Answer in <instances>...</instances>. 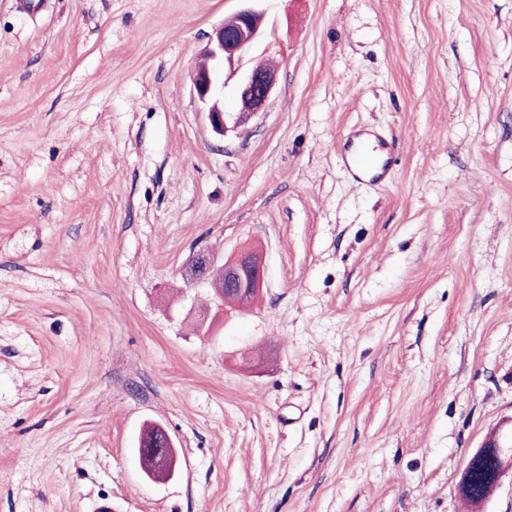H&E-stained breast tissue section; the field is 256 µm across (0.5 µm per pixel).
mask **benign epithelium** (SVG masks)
<instances>
[{
	"label": "benign epithelium",
	"mask_w": 512,
	"mask_h": 512,
	"mask_svg": "<svg viewBox=\"0 0 512 512\" xmlns=\"http://www.w3.org/2000/svg\"><path fill=\"white\" fill-rule=\"evenodd\" d=\"M240 2L242 5L214 29L201 55L203 65L197 67L192 78L196 96L207 105L206 117L211 130L221 137L243 127L248 118L262 111L277 83L274 67L253 66L239 73L244 56L264 32L265 19V12L257 7L260 0ZM226 73L239 76L235 85L238 112L234 114L225 111L220 102ZM189 271L191 284L208 288L221 303L224 284L247 298L259 291L264 277L262 258L252 251L241 252L221 264L208 251L198 250L189 260ZM473 457L498 459V466L491 474L492 488L512 477V437L505 439L500 432H492ZM177 463L174 442L167 433L164 446L151 451V462L144 474L151 480L167 479L175 473Z\"/></svg>",
	"instance_id": "obj_1"
}]
</instances>
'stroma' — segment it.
Masks as SVG:
<instances>
[{
    "instance_id": "obj_1",
    "label": "stroma",
    "mask_w": 512,
    "mask_h": 512,
    "mask_svg": "<svg viewBox=\"0 0 512 512\" xmlns=\"http://www.w3.org/2000/svg\"><path fill=\"white\" fill-rule=\"evenodd\" d=\"M236 7L0 0V512H512L458 489L512 430V0H264L276 88L218 139L192 74ZM199 248L262 253L251 306ZM370 136L372 135L366 130L359 129L347 139L340 149L342 166L356 183L384 184L391 167L389 153L379 144V155L374 161L366 162L360 156V150L369 143ZM215 257L206 250L193 252L189 260L191 284L208 288L220 305L227 304L231 309L235 306H244L253 302L255 297L248 301L238 298L226 281L234 287L240 296L247 298L257 293L262 286L264 266L259 254L252 251L241 252L234 258L224 262L221 266ZM221 266V267H218ZM254 296V295H253ZM165 432V444L163 447L154 448L151 451V462L144 474L151 480L170 478L176 470L178 458L174 442L170 434Z\"/></svg>"
}]
</instances>
